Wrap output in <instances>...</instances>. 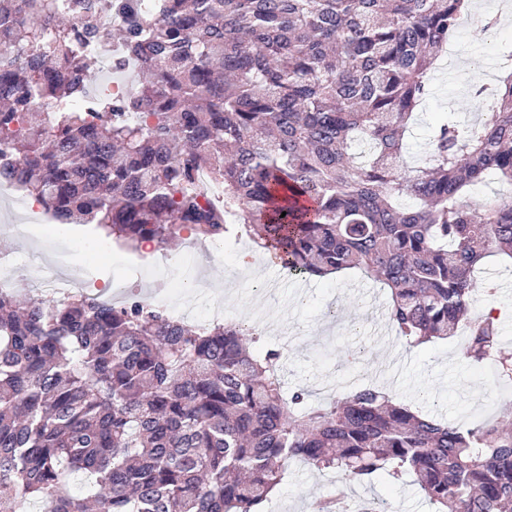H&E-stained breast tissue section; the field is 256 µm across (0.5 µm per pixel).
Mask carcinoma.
Masks as SVG:
<instances>
[{
	"instance_id": "1",
	"label": "carcinoma",
	"mask_w": 512,
	"mask_h": 512,
	"mask_svg": "<svg viewBox=\"0 0 512 512\" xmlns=\"http://www.w3.org/2000/svg\"><path fill=\"white\" fill-rule=\"evenodd\" d=\"M462 0H0V168L57 224L125 249L185 230L238 229L289 272L357 268L391 291L399 338H446L466 318L474 272L512 259V68L471 94L483 117L447 113L429 164L405 134L431 95L430 68L463 23ZM126 23L104 37L98 12ZM114 44L138 92L71 109ZM201 171L224 187L220 209ZM489 315L467 355L497 350ZM240 324L175 321L140 294L115 303L0 291V512H260L297 457L364 480L409 473L439 512L512 507V421L460 429L373 386L328 405L284 395L278 351ZM68 470L91 480L70 493Z\"/></svg>"
}]
</instances>
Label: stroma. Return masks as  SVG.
Instances as JSON below:
<instances>
[{
	"mask_svg": "<svg viewBox=\"0 0 512 512\" xmlns=\"http://www.w3.org/2000/svg\"><path fill=\"white\" fill-rule=\"evenodd\" d=\"M502 0H475V8L452 40L455 61L444 76H432L434 95L406 142L411 156H425L433 128L445 113L470 123L481 117L478 103L467 92L469 82L497 80L502 65V46L512 42V21L487 31V16L501 13ZM84 227L55 225L51 239H43L40 228L25 229L22 237L4 240L0 247L9 257L31 262L72 253L75 242L90 239ZM238 242L247 248L248 237L227 234L200 254L197 265L206 277L227 289L226 322L252 327L262 346L280 351L279 375L285 392L304 391L307 401L326 403L325 386H336L337 398L350 389L343 378L355 377L392 393L412 410L427 413L443 422L466 426L498 417L512 418V397L495 366L477 362L465 353L464 332L412 346L397 337L389 322L364 321L366 306L387 311L390 291L362 271L348 269L326 277L293 275L257 252L267 279L274 289L255 287L248 275H235L224 261L226 245ZM187 242H180L174 254H145L113 248L100 258L93 253L78 254V266L86 280L108 283L120 277L124 263L137 264L131 282L150 292L160 268L169 267L172 256H184ZM473 309L495 308L500 312L501 352L512 354V258L486 257L476 277ZM341 492L344 503L360 508L364 502L382 499L390 512H436V507L419 491L412 476L380 474L369 481L345 478L334 470H317L298 459L290 460L276 493L262 506V512H308L312 501Z\"/></svg>",
	"mask_w": 512,
	"mask_h": 512,
	"instance_id": "obj_1",
	"label": "stroma"
}]
</instances>
